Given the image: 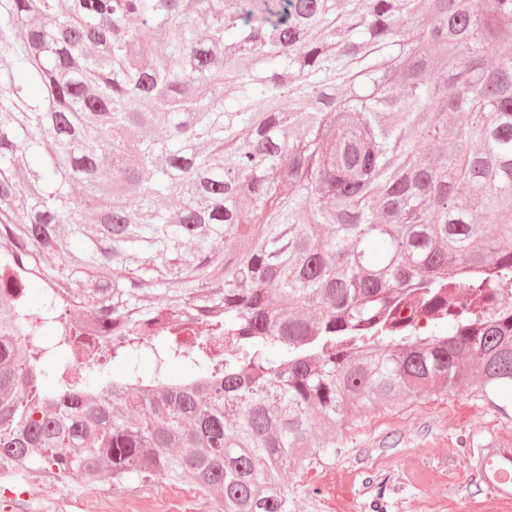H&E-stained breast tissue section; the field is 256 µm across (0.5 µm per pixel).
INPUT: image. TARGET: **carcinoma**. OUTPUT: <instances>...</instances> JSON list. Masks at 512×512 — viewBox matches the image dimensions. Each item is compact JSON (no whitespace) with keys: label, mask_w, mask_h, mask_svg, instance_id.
<instances>
[{"label":"carcinoma","mask_w":512,"mask_h":512,"mask_svg":"<svg viewBox=\"0 0 512 512\" xmlns=\"http://www.w3.org/2000/svg\"><path fill=\"white\" fill-rule=\"evenodd\" d=\"M505 214L512 0H0V470L294 512L347 414L512 390Z\"/></svg>","instance_id":"1"}]
</instances>
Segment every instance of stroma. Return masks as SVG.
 I'll return each mask as SVG.
<instances>
[{"label":"stroma","mask_w":512,"mask_h":512,"mask_svg":"<svg viewBox=\"0 0 512 512\" xmlns=\"http://www.w3.org/2000/svg\"><path fill=\"white\" fill-rule=\"evenodd\" d=\"M512 455V395L494 400L461 387L434 392L366 414H351L336 429V445L284 477L297 512H484L495 490L472 456L486 444ZM21 488L0 495V512H105V501L140 500L149 512H217L216 497L155 476L132 487L104 476L60 480L39 470L0 476Z\"/></svg>","instance_id":"1"}]
</instances>
